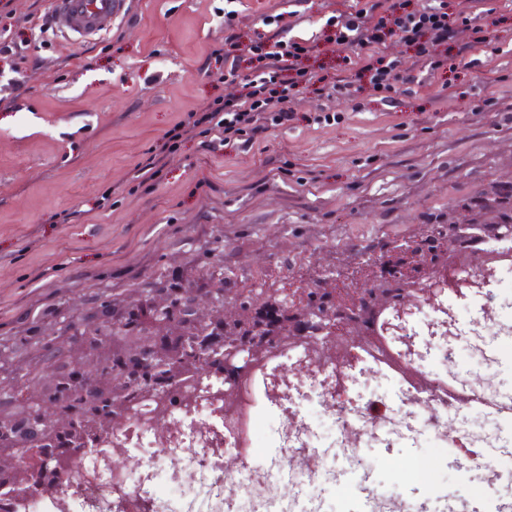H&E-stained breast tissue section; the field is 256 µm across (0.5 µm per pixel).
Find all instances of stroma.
Listing matches in <instances>:
<instances>
[{
    "label": "stroma",
    "instance_id": "1",
    "mask_svg": "<svg viewBox=\"0 0 512 512\" xmlns=\"http://www.w3.org/2000/svg\"><path fill=\"white\" fill-rule=\"evenodd\" d=\"M50 0H12L0 33L30 39L28 93L0 104V332L24 327L50 299L81 303L109 284L123 293L157 270L193 274L201 247L224 237V266L277 287H306L322 271L350 290L368 278L366 254L423 236L435 224H495L512 187V6L447 0L469 26L438 47L429 72L398 37L382 52L415 76L412 93L382 105L303 90L298 120L251 142L209 149L182 140L164 177L140 183L137 166L159 154L176 122L239 95L236 82L204 71L235 11L242 41L273 34L266 16L290 12V38L311 40L305 64L326 82L354 75L368 52L342 60L327 43L329 20L366 0H128L104 35L75 44L31 36V16ZM434 457L424 494L496 500L490 488L446 463L427 438L412 449L371 451L370 482L400 492L394 467L408 454Z\"/></svg>",
    "mask_w": 512,
    "mask_h": 512
}]
</instances>
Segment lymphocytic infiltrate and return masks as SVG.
<instances>
[{
  "instance_id": "f902f5d3",
  "label": "lymphocytic infiltrate",
  "mask_w": 512,
  "mask_h": 512,
  "mask_svg": "<svg viewBox=\"0 0 512 512\" xmlns=\"http://www.w3.org/2000/svg\"><path fill=\"white\" fill-rule=\"evenodd\" d=\"M274 20L279 24L277 33L244 46L238 43L232 21H225L224 45L211 51L210 73L221 80H241L240 96L236 101L189 113L169 131V146H176L185 136L203 137L210 146L227 144L242 134L254 136L269 126L294 121L288 102L301 89L317 84L316 76L303 65L313 46L306 40L287 38L288 27L282 15H275ZM335 26L333 43L338 51L357 47L373 50L383 45L387 37L396 35L434 70L441 67L433 55L435 47L455 42L459 32L448 21L446 0H426L413 9L407 8L403 0H393L389 5L384 0H369L368 7L337 18ZM245 59L254 64L247 76L240 73ZM362 72L369 88L386 103L392 102L402 87L416 81L415 76L402 71L395 58H376Z\"/></svg>"
}]
</instances>
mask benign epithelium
Here are the masks:
<instances>
[{
	"instance_id": "obj_1",
	"label": "benign epithelium",
	"mask_w": 512,
	"mask_h": 512,
	"mask_svg": "<svg viewBox=\"0 0 512 512\" xmlns=\"http://www.w3.org/2000/svg\"><path fill=\"white\" fill-rule=\"evenodd\" d=\"M372 277L347 297L342 298L336 288V279L326 276L319 280V286L329 297L336 299V315L349 310L370 319L369 328L338 321L331 317H316L317 311L307 306L305 294L295 296L284 290L277 291L279 305L288 309V333L276 336L270 343H238L224 347V337L210 336L204 347L222 354L223 370L214 372L206 365H200L197 383L201 384L214 377H224V395H231L239 382L253 373L255 368L276 348L291 346L298 341L313 345L329 344L341 336L356 341L363 332L379 335L374 313H382L393 306L387 292L375 284L389 277V272L404 274L409 287L401 291L399 304L417 307L423 303H436L448 295L450 288L484 286L495 270L490 268V259H471L465 266L448 269L437 265V261L414 249L403 252L397 264L370 262ZM237 288H206L191 294L188 308L189 317L208 323L218 329L246 319L251 308L240 305ZM146 308L150 311L148 339H130L121 348L112 344V332L120 330L118 307L109 300L97 304L93 309L81 305L77 311L82 319L69 329L63 340L51 336L41 344L43 359L62 358L63 373L70 376V382L79 386L82 395L94 399L104 392L112 396V412L98 422L101 430H112V424L124 420L133 409L118 395H112V377L98 371L99 362L112 358L120 352L128 356H140L147 352L155 360L169 362L175 359L185 336L179 318L171 316L170 300L164 293H153L147 298ZM0 436L15 437L18 444L0 448V484L21 491H36L40 487L37 465L22 466L19 459L39 460V450L48 432L60 435L71 434V415L63 412L56 401L54 391L60 386V372L47 368L40 379L29 381L23 377L25 370L12 360L8 350L0 348ZM183 375L173 371L170 378L161 384L147 388L142 397L145 403L163 404L174 387L182 385Z\"/></svg>"
}]
</instances>
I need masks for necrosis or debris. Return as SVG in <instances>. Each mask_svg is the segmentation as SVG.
Segmentation results:
<instances>
[{"mask_svg":"<svg viewBox=\"0 0 512 512\" xmlns=\"http://www.w3.org/2000/svg\"><path fill=\"white\" fill-rule=\"evenodd\" d=\"M512 288V266L502 267L484 307L471 317V333L501 335L497 312L503 287ZM429 305L413 311L412 332L429 336L426 348L409 350L410 366H427L432 352L453 362L458 347ZM375 363L358 364L348 339L339 347L299 343L272 354L254 378L243 380L232 402L209 390L176 394L164 425L135 415L81 449L74 479L57 477L45 490L0 495V512H326L324 489L342 485L344 473L370 468L365 448L428 435L448 444V408L404 398L373 415L361 392L381 378ZM269 429L278 458L259 449Z\"/></svg>","mask_w":512,"mask_h":512,"instance_id":"1","label":"necrosis or debris"}]
</instances>
